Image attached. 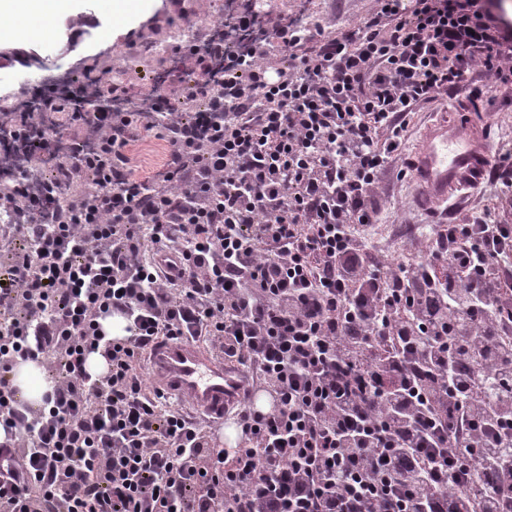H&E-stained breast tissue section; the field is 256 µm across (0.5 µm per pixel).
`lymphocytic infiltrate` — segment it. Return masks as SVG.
Segmentation results:
<instances>
[{"instance_id": "lymphocytic-infiltrate-1", "label": "lymphocytic infiltrate", "mask_w": 512, "mask_h": 512, "mask_svg": "<svg viewBox=\"0 0 512 512\" xmlns=\"http://www.w3.org/2000/svg\"><path fill=\"white\" fill-rule=\"evenodd\" d=\"M176 53L163 86L121 89L153 113L72 112L57 176L0 181V512H512V139L470 222L397 259L374 240L420 107L512 90L498 0ZM151 138L164 160L137 170ZM175 336L276 396L237 408L234 447L147 384ZM27 360L54 379L36 410ZM11 378L18 391L17 397L35 409L43 405L44 395L51 391L53 386L41 363L34 361L17 364Z\"/></svg>"}]
</instances>
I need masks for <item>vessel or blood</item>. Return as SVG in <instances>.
I'll list each match as a JSON object with an SVG mask.
<instances>
[{
  "label": "vessel or blood",
  "instance_id": "obj_1",
  "mask_svg": "<svg viewBox=\"0 0 512 512\" xmlns=\"http://www.w3.org/2000/svg\"><path fill=\"white\" fill-rule=\"evenodd\" d=\"M464 125L441 122L430 127L413 155L414 177L422 203H443L465 188L478 186L492 159L490 131L470 103H462ZM154 385L167 396L188 400L214 433L232 425L231 409L240 401L255 402L242 373L225 364L203 344L163 339L146 355Z\"/></svg>",
  "mask_w": 512,
  "mask_h": 512
}]
</instances>
